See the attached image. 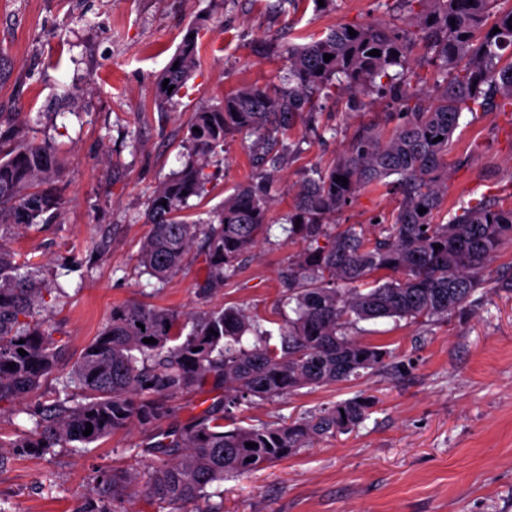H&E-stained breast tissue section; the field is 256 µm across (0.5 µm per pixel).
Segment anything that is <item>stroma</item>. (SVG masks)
Masks as SVG:
<instances>
[{"mask_svg":"<svg viewBox=\"0 0 512 512\" xmlns=\"http://www.w3.org/2000/svg\"><path fill=\"white\" fill-rule=\"evenodd\" d=\"M393 0H0V134L49 141L64 159L70 200L62 219L13 231L12 249L44 267L60 295L43 314L61 340L69 372L113 306L143 302L196 314L242 307L278 330L280 273L300 250L284 232L261 242L213 294L206 269L188 254L165 287L149 286L136 257L149 231L152 192L181 168L193 115L244 84L280 85L289 47L342 24L404 25ZM199 64L187 93L155 98L159 74L190 27ZM314 127L296 121L301 145L276 174L269 213L279 225L311 168L329 166L358 130L391 132L397 120L374 93L351 104L320 97ZM247 139L228 137L210 159L215 175L192 198L206 222L252 167ZM401 195L360 193L341 224L388 223ZM512 204V111L464 113L448 143L444 223L459 201ZM475 310L426 323H360V340L395 355V368L329 386L305 387L242 407L241 425L273 423L363 394L375 405L352 431L328 435L255 473L209 486L208 499L174 512H512V291L479 289ZM147 431L132 427L97 442L8 456L0 464L5 512H73L104 472L160 465Z\"/></svg>","mask_w":512,"mask_h":512,"instance_id":"35a3bbf8","label":"stroma"}]
</instances>
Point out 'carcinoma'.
Wrapping results in <instances>:
<instances>
[{
    "instance_id": "cac0c4a2",
    "label": "carcinoma",
    "mask_w": 512,
    "mask_h": 512,
    "mask_svg": "<svg viewBox=\"0 0 512 512\" xmlns=\"http://www.w3.org/2000/svg\"><path fill=\"white\" fill-rule=\"evenodd\" d=\"M397 2L409 9L421 6L408 25L338 26L288 49L280 87L243 85L194 113L188 159L149 200L151 230L137 255L140 273L166 283L197 244L207 269L199 288L204 294L216 291L236 275L246 253L270 240L275 172L289 151L283 139L289 127L312 116L322 94L355 101L376 88L388 94L399 119L391 134L366 128L335 163L311 170L295 191L288 225H280L303 248L280 275L281 303L294 317L281 327L279 343H271L272 332L244 308L209 310L188 323L179 311L123 304L112 308L72 371L58 376L62 345L40 319L53 289L42 266L18 262L0 234V403L32 396L53 375L65 393L51 408L30 411L35 427L7 444L0 441V448L36 455L71 442L89 444L135 424L153 425L172 416L169 399L211 379L224 388L221 406L146 443L165 457L145 485L149 505L163 512L201 499L214 482L251 474L320 437L357 426L374 405L368 397L278 424L227 430L224 419L230 408L254 397L269 401L385 369L392 351L359 341V323L429 322L476 306L474 294L488 287L485 270L502 240L512 238V205L462 203L446 224L433 223V216L448 195L442 173L461 114L485 108L495 95L500 97L495 107H512V59L503 61L504 51L512 50V8L498 9L499 0ZM350 27L356 36H350ZM495 27L500 32L493 33ZM194 34L189 30L159 77V99L186 88L197 62ZM418 46L432 67L428 75L419 71ZM371 50L380 55H369ZM326 54L333 55L328 62ZM166 79L173 90L163 87ZM236 133L253 137L247 146L250 180L224 199L217 222L186 220L189 201L205 191L208 157ZM63 170L48 144L26 138L0 142V231L62 217L68 200L43 185L59 180ZM392 176L402 201L378 235L370 237L360 224L336 223V215L362 190ZM421 208L427 212L418 213ZM150 337L157 343L143 342ZM88 423L93 431L85 436ZM133 482L127 471L112 470L101 481L102 491L81 497L76 512H116L113 503Z\"/></svg>"
}]
</instances>
